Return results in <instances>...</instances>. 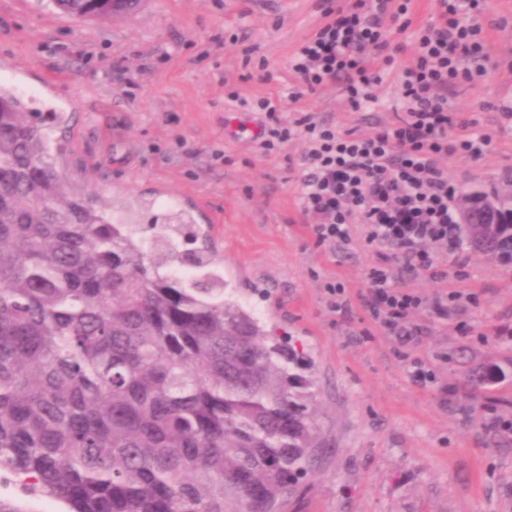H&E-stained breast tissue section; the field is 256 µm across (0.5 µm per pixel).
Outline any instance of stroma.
<instances>
[{
	"instance_id": "1",
	"label": "stroma",
	"mask_w": 512,
	"mask_h": 512,
	"mask_svg": "<svg viewBox=\"0 0 512 512\" xmlns=\"http://www.w3.org/2000/svg\"><path fill=\"white\" fill-rule=\"evenodd\" d=\"M326 0H140L115 18L76 21L45 0H0V57L15 65L0 85L42 111L62 112L53 136L57 170L103 197L145 233L192 213L228 290L266 328L303 350L313 380L319 446L282 512H512V265L462 244L464 267L438 256L448 278L400 273L399 287L427 296L474 294L441 320L412 323L400 345L364 305L372 252L362 238L317 246L301 211L302 140L274 153L237 135L268 98L282 121L311 112L340 130L374 132L400 108L399 73L411 63L416 30L436 17V0H411L392 64L376 60L372 101L352 108L340 85L299 99L289 60L324 20ZM470 22L485 35L487 73L451 95V111L491 137L480 159H442L460 191L512 183V0H480ZM341 283L333 308L326 286ZM435 374L416 385L413 361ZM498 367L505 380L469 391L465 375ZM5 512H67L28 494L0 472Z\"/></svg>"
}]
</instances>
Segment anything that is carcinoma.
Listing matches in <instances>:
<instances>
[{
	"instance_id": "carcinoma-1",
	"label": "carcinoma",
	"mask_w": 512,
	"mask_h": 512,
	"mask_svg": "<svg viewBox=\"0 0 512 512\" xmlns=\"http://www.w3.org/2000/svg\"><path fill=\"white\" fill-rule=\"evenodd\" d=\"M49 118L0 85V469L69 512H280L307 475L313 382L288 343L181 277L57 171ZM467 240L512 252V224Z\"/></svg>"
}]
</instances>
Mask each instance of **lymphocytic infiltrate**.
<instances>
[{
	"label": "lymphocytic infiltrate",
	"mask_w": 512,
	"mask_h": 512,
	"mask_svg": "<svg viewBox=\"0 0 512 512\" xmlns=\"http://www.w3.org/2000/svg\"><path fill=\"white\" fill-rule=\"evenodd\" d=\"M439 5L437 23L418 32L413 62L400 75V112L374 133L339 132L310 113L288 125L270 100L258 104L265 115L264 150L276 151L296 137L307 145L300 200L303 213L313 219L317 245L331 250L348 245L352 225H361L373 250L365 305L404 345L419 334L410 320L413 313L428 309L444 318L451 306L475 300L459 291L430 298L400 288L392 273L398 264L426 272L436 282L447 278L431 250L459 252L462 230L457 187L439 162L449 155L477 159L490 145L487 135L470 132L468 121L448 108L450 95L485 74L482 29L466 21L478 0H439ZM408 9L407 0L394 9L389 0H337L327 6L326 23L292 57L300 86L313 91L340 84L354 106L373 99L379 78L372 59L388 55V26Z\"/></svg>",
	"instance_id": "obj_1"
}]
</instances>
